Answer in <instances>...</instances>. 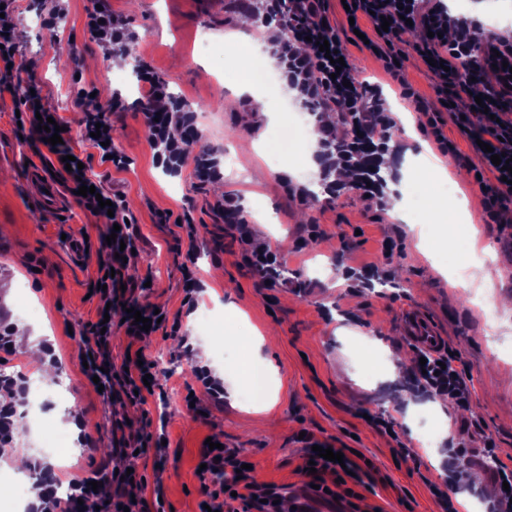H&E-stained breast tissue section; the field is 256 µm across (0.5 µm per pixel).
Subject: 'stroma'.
I'll return each instance as SVG.
<instances>
[{
  "label": "stroma",
  "mask_w": 512,
  "mask_h": 512,
  "mask_svg": "<svg viewBox=\"0 0 512 512\" xmlns=\"http://www.w3.org/2000/svg\"><path fill=\"white\" fill-rule=\"evenodd\" d=\"M94 3L70 0L64 21L53 29L33 8L10 15L21 73L36 78L47 105L75 139L83 127L80 89L95 90L104 106L114 94L122 95L125 111L107 113L106 120L128 167L119 171L101 162L89 143L82 142L81 150L91 175L107 190L122 192L136 219L143 248L127 276L140 284V302L180 314L182 329L141 342L157 366V387L145 406L104 403L81 371L75 341L97 319L98 298L91 293L98 277L96 219L68 194L58 208L38 202L31 173L42 160L35 144L20 136L21 92H0V301L12 309L13 323L26 324L34 342L53 347L57 355L50 378L30 366L24 344H17L16 355L0 359V371L38 379L44 390L39 397L43 437H29V419L20 417L16 450L53 467L66 483L101 465L117 466L111 447L92 456L80 452L74 417H81L91 434L119 420L135 429L150 420L154 436L165 441L163 449L129 459L146 477L139 494L147 512H199L203 494L195 467L214 434L228 447L244 449L255 483L283 488L302 480L297 472L304 451L300 432L337 439L370 462L374 482L359 487L358 512H441L428 485L443 478L429 457L447 462L448 443L458 439L464 422L479 424L494 440L499 461L512 467V418L507 415L512 409V311L494 307L492 323H485L489 309L482 289L488 273L498 292L512 294V223H484L483 194L475 181L481 162L457 121L444 116L451 149L441 152L401 99L400 86L406 83L430 111H439L436 79L422 59L408 52L396 81L362 45L348 47L354 75L382 88L397 123L396 155L409 150L426 169H445L438 194L466 203L468 221L449 224L444 241L433 227L436 214L420 203L421 180L401 176L396 181L407 205L403 220L389 217L384 202L368 203L351 188L329 205L312 196L299 201L287 195L282 178L306 186L322 183L323 174L311 170L304 154L292 167L284 165L287 139L305 136L294 127L295 108L279 94L285 80L276 79L277 92L266 96V108L249 94L225 108L247 71L244 60L226 59V48L262 36L260 30L240 28V16L228 0H111L137 34L129 63L150 62L169 91L204 113L197 123L202 146L235 158L223 165L219 188L198 184L187 167L178 176L165 173L154 162L144 117L135 106L136 82L115 78L105 36L86 26ZM204 33L212 46L207 54L198 49ZM223 190L242 196L261 241L284 256L291 289L260 287L259 275L241 265L237 243L210 210ZM183 214L196 226L195 239L174 222ZM312 224L319 225L320 236H309ZM475 231L492 244L491 257L469 249ZM389 238L396 247L387 253L383 242ZM441 246L448 249L444 273L431 260ZM191 261L205 288L188 312L182 284L183 268ZM368 265L388 271L390 288L376 279L370 287L349 288L347 271ZM409 309L436 322L446 345L458 354L459 367L469 372L468 409L422 396L405 376L415 354L399 320ZM205 318L213 327L208 336L199 330ZM259 333L275 334V343L256 347ZM197 366L223 382V402H215L197 381ZM256 369L269 373L273 406L247 394V380ZM61 379L71 387L64 406L47 393ZM382 413L401 425L411 459L397 456L393 441L370 424V417ZM423 417L437 429L430 452L419 446ZM59 435L72 441L65 454L40 452L41 440ZM158 485L164 489L160 503L154 493Z\"/></svg>",
  "instance_id": "stroma-1"
}]
</instances>
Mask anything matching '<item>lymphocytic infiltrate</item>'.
<instances>
[{"instance_id": "1", "label": "lymphocytic infiltrate", "mask_w": 512, "mask_h": 512, "mask_svg": "<svg viewBox=\"0 0 512 512\" xmlns=\"http://www.w3.org/2000/svg\"><path fill=\"white\" fill-rule=\"evenodd\" d=\"M327 0H242L241 10L253 12L262 7L266 18L277 21L282 38L279 56L284 75L305 102L316 104L321 111L336 113L340 123H358L375 149H387L391 140L393 118L388 115L379 87L352 81L350 66L335 67L324 52L321 42H328L329 49L347 57L348 41L342 38L335 26L329 24L326 15ZM353 18H368L374 39L368 44L369 51L382 57L385 68L392 78H399L400 66L396 61L397 50L405 35L419 30L421 37L414 49L422 60L434 59L438 65L433 72L438 77L436 86L438 101L443 110H455L461 114L460 128L469 139H480L491 146V153L481 154L484 171L476 175V182L483 183L485 174H492L495 182L485 185L487 196L485 213L495 224L501 223L512 210V184L503 182L504 172L495 166L492 155L512 158V42L486 33L483 24L475 19L451 15L444 0H346ZM90 29L104 33L111 48L119 49L136 38L127 20L110 8L92 9L87 14ZM141 94L136 101L142 112L152 140L159 148L155 155L158 165L172 170H182L185 163H192V176L199 183H213L223 177L220 165L212 151L202 150L189 155L190 146L199 143L202 133L196 125L193 113L187 112L182 103L171 100L168 85L157 77L148 66L138 71ZM24 106L29 114V133L36 141L46 142L48 134L40 130V118L50 117L40 95H25ZM47 144V142H46ZM76 146L71 139L52 146L47 144L43 159L56 167L67 191H78L80 186L94 185L95 180L87 170H67L65 156L75 154ZM112 202V209H104L100 200ZM79 204L105 227H117L114 243H100L98 248L99 274L105 277L107 289L101 292V303L112 308L128 307L125 314V333L134 339L142 338L143 330L133 325L132 309H140L142 317L151 321L152 330H159L158 316L153 307L140 304L134 286L125 279L126 258L131 257L139 238L130 225L129 211L122 193L102 191L101 195L80 196ZM212 210L224 222L231 237L240 245L243 265L252 268L270 285L280 283L281 262L255 237L251 224L244 216L238 197L226 195L215 200ZM102 322L92 323L88 336L79 343L82 355L88 363L84 374L104 377V390L108 400H125L133 405L146 404L153 395V387L143 382L145 375L156 372L152 360L136 362L127 360V368L112 372L111 333L103 332ZM425 365H414L409 378L425 393H433L453 400L457 406H465L467 376L458 371L455 359L447 348L425 352ZM0 391L6 393V401H0V456L14 444L18 403L24 393L23 379L0 373ZM201 462L205 467L197 479L203 492L210 498H218L224 491L236 494L237 506L227 512H279L280 487L257 485L251 476H238L244 462L240 449H203ZM109 485V497L94 493L92 482ZM145 478L130 473L121 478L108 467L102 466L90 476L73 478L68 498L56 493L57 477L53 470L41 469L35 485V502L29 503L26 512H72L78 501L96 502L99 512H118L128 507L129 512H145L142 499L132 497L130 486L144 485Z\"/></svg>"}]
</instances>
